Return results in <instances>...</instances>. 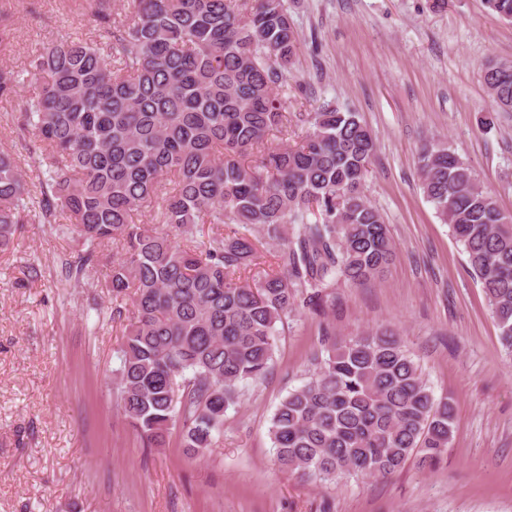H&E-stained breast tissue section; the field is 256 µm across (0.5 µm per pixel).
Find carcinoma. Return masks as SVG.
Instances as JSON below:
<instances>
[{"label": "carcinoma", "instance_id": "carcinoma-1", "mask_svg": "<svg viewBox=\"0 0 512 512\" xmlns=\"http://www.w3.org/2000/svg\"><path fill=\"white\" fill-rule=\"evenodd\" d=\"M84 2L109 50L68 38L30 60L38 92L18 131L37 157L39 190L0 150V251L19 224L68 220L79 248L68 279L106 265L105 287L130 300L97 312L127 320L113 381L124 418L147 448L180 428L197 457L216 446L239 384L266 375L277 323L320 306L336 279L364 283L392 260L387 224L364 192L376 139L358 113L324 104L299 113L300 142L272 145L288 134L278 87L300 49L286 0H128L121 18L108 0ZM485 4L512 21V0ZM499 66L486 67L484 83L511 111L512 66ZM24 83L0 70V98ZM418 169L512 354V216L450 145L424 146ZM146 207L163 229L134 222ZM204 224L224 232L207 235ZM314 361L271 418L282 470L387 477L446 454L452 399L434 396L395 333L333 341Z\"/></svg>", "mask_w": 512, "mask_h": 512}]
</instances>
